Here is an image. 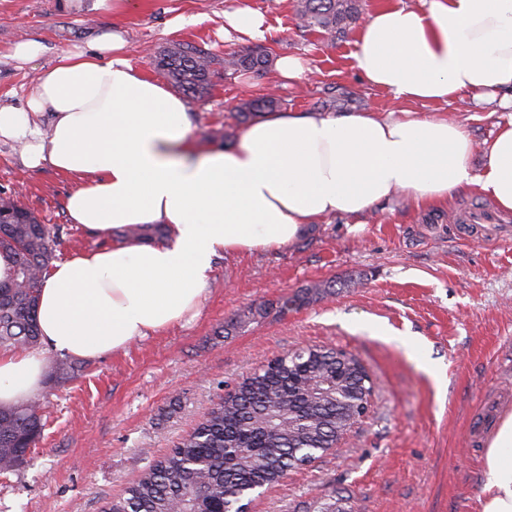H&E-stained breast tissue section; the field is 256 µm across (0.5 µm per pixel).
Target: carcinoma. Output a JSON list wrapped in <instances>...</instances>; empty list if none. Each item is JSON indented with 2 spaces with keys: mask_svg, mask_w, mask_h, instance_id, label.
Returning a JSON list of instances; mask_svg holds the SVG:
<instances>
[{
  "mask_svg": "<svg viewBox=\"0 0 512 512\" xmlns=\"http://www.w3.org/2000/svg\"><path fill=\"white\" fill-rule=\"evenodd\" d=\"M302 27L334 37L358 21V0H299ZM215 58L185 44L165 51L157 66L185 94L203 95ZM224 76L263 72L268 54L245 50L227 54ZM275 106L272 98L245 101L244 116ZM63 228L43 224L12 197L0 195V249L15 256V272L0 283V349L44 347L37 321L43 275L60 245ZM160 226L120 229V240L164 236ZM303 297L285 295L270 306L249 310L238 322L283 317ZM373 384L361 361L341 350L312 346L301 356L285 353L269 360L236 387L227 401L210 409L199 427L163 458L145 469L105 512H239L247 494L278 482L338 440L360 418L362 394ZM44 412L39 398L0 408V471L21 466L40 436Z\"/></svg>",
  "mask_w": 512,
  "mask_h": 512,
  "instance_id": "1",
  "label": "carcinoma"
}]
</instances>
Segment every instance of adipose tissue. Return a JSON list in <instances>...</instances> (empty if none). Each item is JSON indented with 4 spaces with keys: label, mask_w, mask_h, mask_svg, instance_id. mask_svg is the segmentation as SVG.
<instances>
[{
    "label": "adipose tissue",
    "mask_w": 512,
    "mask_h": 512,
    "mask_svg": "<svg viewBox=\"0 0 512 512\" xmlns=\"http://www.w3.org/2000/svg\"><path fill=\"white\" fill-rule=\"evenodd\" d=\"M355 46L358 72L394 100L500 92L512 108V0L393 4L370 15ZM2 140L22 145L26 167L78 179L71 223L167 229L163 245L122 242L51 263L40 330L52 350L78 358L197 317L216 257L285 246L325 217H361L397 194L441 208L473 189L512 211V121L479 174L468 132L444 113L267 112L232 146L198 155L185 102L134 68L118 30L64 51L23 106L0 107ZM46 375L42 352L0 353V406L36 396ZM480 505L512 512V418L485 451Z\"/></svg>",
    "instance_id": "obj_1"
}]
</instances>
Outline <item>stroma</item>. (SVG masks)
Instances as JSON below:
<instances>
[{
    "mask_svg": "<svg viewBox=\"0 0 512 512\" xmlns=\"http://www.w3.org/2000/svg\"><path fill=\"white\" fill-rule=\"evenodd\" d=\"M92 2L0 0L1 105H22L61 52L118 28L132 65L166 87L155 59L177 44L219 61L246 49L303 60L305 72L291 84L272 66L232 79L216 66L208 93L185 99L203 149L237 140L249 125L236 110L240 100L271 90L283 112L436 110L367 85L354 65L355 29L332 38L299 28L295 0H133L122 13L93 10ZM239 9L264 15V37L225 33V14ZM31 39L46 50L19 64L13 48ZM444 110L468 131V164L481 173L512 112L494 100ZM20 155V145L0 141V192L62 227L57 258L112 248L111 235L71 224L65 205L76 180L27 169ZM492 206L475 191L440 209L399 195L362 220L336 215L309 225L283 247L217 257L197 318L80 360L65 382L46 380L39 396L48 417L25 463L0 474V512H103L227 389L305 345L356 355L374 383L373 407L342 447L288 471L253 498L251 512H314L341 495L354 512H478L484 437L493 416L512 409V244L468 237L460 217ZM296 293L305 300L284 317L229 325L242 310Z\"/></svg>",
    "mask_w": 512,
    "mask_h": 512,
    "instance_id": "stroma-1",
    "label": "stroma"
}]
</instances>
